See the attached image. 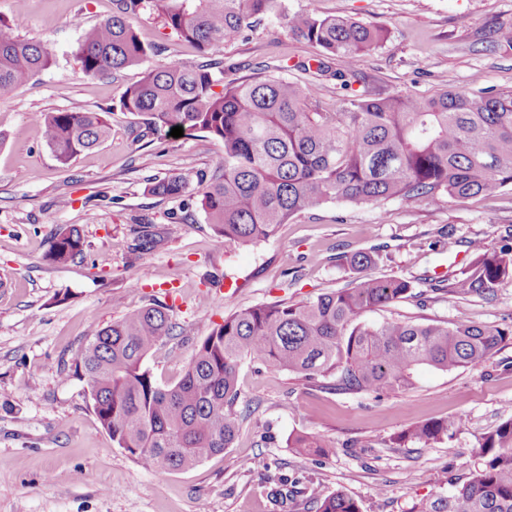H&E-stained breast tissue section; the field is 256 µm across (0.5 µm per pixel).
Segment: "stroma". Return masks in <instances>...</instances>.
Instances as JSON below:
<instances>
[{"mask_svg":"<svg viewBox=\"0 0 512 512\" xmlns=\"http://www.w3.org/2000/svg\"><path fill=\"white\" fill-rule=\"evenodd\" d=\"M291 12H317L384 26L387 41L357 64L382 95H430L444 89H512V0H284ZM112 0H0V21L27 39L46 40L55 60L12 95L0 98V512H316L301 488L355 499L361 512H419L422 503L465 482L471 454L487 432L512 418V337L475 368H420L413 388L346 393L245 358L239 370L244 414L231 448L165 476L143 469L101 427L85 380L69 363L96 329L131 309L161 301L173 337L146 365L159 383L177 382L199 341L234 313L257 304L297 302L350 285L347 262L378 249V276L413 281L415 294L367 312L369 324L476 323L512 327V282L489 298H451L431 278H451L470 258L468 245L512 243V190L496 196L398 199L377 207L330 202L281 225L268 241L224 244L201 208L202 188L178 197L148 194L146 181L182 169L211 174L222 143L187 131L136 139L122 112L126 86L145 69L229 58L254 77L259 64L314 56L268 17L208 55L168 34L155 16L132 24L159 44L144 66L86 76L74 58L81 16L92 26ZM109 111L112 135L61 166L31 122L36 112ZM164 237L153 251L132 250L141 225ZM76 227L83 255L64 265L47 253L54 233ZM455 417L460 428L429 444L397 442L408 427ZM312 434L323 452L304 454L287 440Z\"/></svg>","mask_w":512,"mask_h":512,"instance_id":"1","label":"stroma"}]
</instances>
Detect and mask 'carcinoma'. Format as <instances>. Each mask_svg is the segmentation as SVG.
<instances>
[{"mask_svg": "<svg viewBox=\"0 0 512 512\" xmlns=\"http://www.w3.org/2000/svg\"><path fill=\"white\" fill-rule=\"evenodd\" d=\"M276 11L290 38L317 49L293 68L339 81L349 92L341 109L323 107L319 85L280 76L285 65L279 61L236 85L224 83L225 73L239 69L226 59L148 69L120 99V109L138 117L135 139L181 126L224 145V167L210 178L181 170L153 179L151 193L176 197L196 181L205 183L201 207L208 223L224 243L249 245L328 202L367 207L390 199H463L512 189V90L377 97L356 62L386 40L381 25L286 13L282 0H112L110 17L81 28L75 56L88 76L143 65L155 46L128 22L142 12L205 54ZM53 61L46 43L22 38L0 22V96ZM34 122L63 166L111 133L105 111L41 112ZM161 243L149 224L138 232L135 248L152 251ZM84 246L78 229L64 228L53 236L48 258L64 264ZM377 260L374 251L354 253L350 266L358 276L349 288L233 313L201 340L174 385L158 383L145 365L149 352L173 336L169 307L161 303L130 310L96 330L74 354L71 368L86 380L94 413L117 447L164 476L231 447L241 422L238 373L246 357L309 379L332 378L338 391L380 393L411 386L421 366L442 372L478 366L509 335L465 319L361 322L366 312L406 299L414 289L405 278L373 275ZM507 280L512 281V246L491 250L474 243L469 263L444 291L452 298L486 296ZM460 425L458 419L426 421L398 440L438 442ZM474 455L479 463L470 479L436 496L422 512H512V420L488 432ZM316 503L317 512H361L342 492Z\"/></svg>", "mask_w": 512, "mask_h": 512, "instance_id": "1", "label": "carcinoma"}]
</instances>
